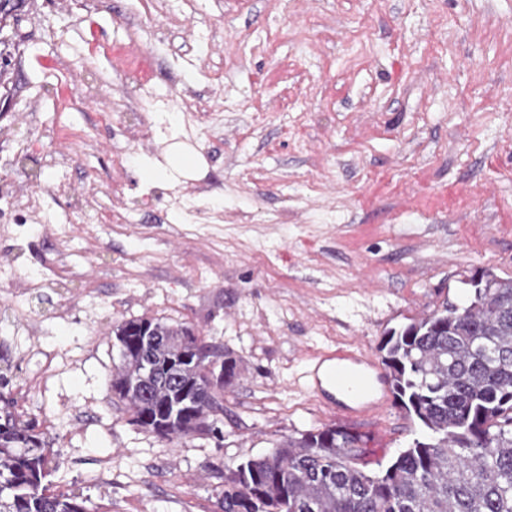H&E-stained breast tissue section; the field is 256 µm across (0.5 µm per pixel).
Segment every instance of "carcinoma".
Segmentation results:
<instances>
[{
    "label": "carcinoma",
    "instance_id": "obj_1",
    "mask_svg": "<svg viewBox=\"0 0 512 512\" xmlns=\"http://www.w3.org/2000/svg\"><path fill=\"white\" fill-rule=\"evenodd\" d=\"M459 310L446 304L384 342V365L396 399L424 430L378 473L365 470L357 432L325 426L289 436L274 451L224 476L222 512H512V279L491 275L471 283ZM156 341L128 344L112 377V392L131 423L162 439L193 435L190 417L224 412V388L241 376L210 383L223 355L182 325L154 318L121 323L117 336L141 330ZM194 345L200 363L166 366ZM202 393L193 412L183 393ZM51 445L36 424L0 415V512H87L77 495L43 485Z\"/></svg>",
    "mask_w": 512,
    "mask_h": 512
}]
</instances>
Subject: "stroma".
<instances>
[{
    "instance_id": "35a3bbf8",
    "label": "stroma",
    "mask_w": 512,
    "mask_h": 512,
    "mask_svg": "<svg viewBox=\"0 0 512 512\" xmlns=\"http://www.w3.org/2000/svg\"><path fill=\"white\" fill-rule=\"evenodd\" d=\"M0 46V408L51 443V492L219 512L226 467L284 437L357 431L373 472L411 444L396 402L346 418L304 374L339 348L381 360L389 330L467 304L478 270L512 278V0H28ZM147 52L140 88L115 62ZM74 83L94 100L59 111ZM171 90L184 111L130 140L129 94ZM183 152L190 168L141 182ZM141 317L240 360L223 439L130 424L114 328Z\"/></svg>"
}]
</instances>
